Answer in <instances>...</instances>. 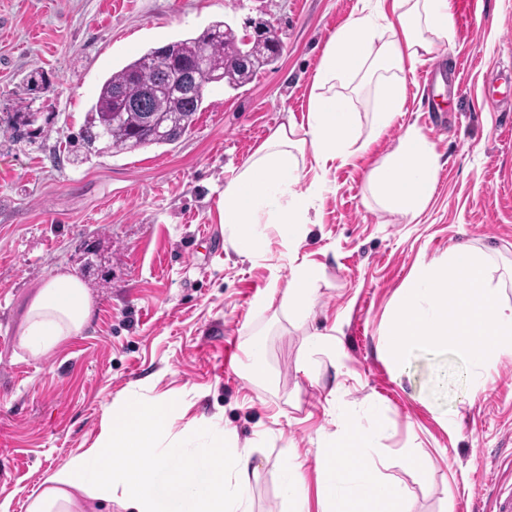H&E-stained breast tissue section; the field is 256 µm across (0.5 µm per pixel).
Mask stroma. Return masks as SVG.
<instances>
[{
	"mask_svg": "<svg viewBox=\"0 0 512 512\" xmlns=\"http://www.w3.org/2000/svg\"><path fill=\"white\" fill-rule=\"evenodd\" d=\"M358 0H0V504L28 494L94 447L106 408L130 395L166 397L179 436L212 421L260 453L252 512H287L278 477L289 449L316 448L343 418L387 431L373 454L407 492L410 512H497L512 494V355L471 378L425 352L394 370L380 350L390 309L415 272L468 245L491 255L493 285L512 300V112L488 86L512 67V0H478L454 15L452 47L406 76L396 123L349 163L307 161L318 223L297 252L269 235L263 256L224 239V183L272 131L304 123L325 44ZM279 21L280 59L237 91L208 86L191 132L131 153L69 155L102 83L137 54L199 35L212 22ZM44 80L30 90V72ZM30 119L31 138L16 127ZM440 156L435 190L412 221L368 187L407 128ZM323 271L313 316L279 303L292 266ZM76 276L90 325L34 360L14 341L33 288ZM336 356L307 355L314 333ZM267 344L269 377L246 374L245 345ZM429 457L421 475L398 465Z\"/></svg>",
	"mask_w": 512,
	"mask_h": 512,
	"instance_id": "1",
	"label": "stroma"
}]
</instances>
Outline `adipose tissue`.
<instances>
[{
    "mask_svg": "<svg viewBox=\"0 0 512 512\" xmlns=\"http://www.w3.org/2000/svg\"><path fill=\"white\" fill-rule=\"evenodd\" d=\"M359 0L350 20L327 41L313 81L307 123L276 128L224 185L219 212L224 236L238 257L253 259L274 230L288 251L304 242L318 191H297L305 163L320 169L347 162L390 129L404 109L405 71L435 48L452 44L455 20L448 0ZM371 77L376 107L361 126L345 90ZM440 168L433 144L418 129H407L370 176L376 203L414 218L429 201ZM322 269L293 266L282 297L284 308L311 317ZM92 305L83 283L67 273L47 279L33 294L17 331V346L38 359L80 334ZM167 398L129 396L112 403L97 443L71 456L28 497L27 512H97L108 502L121 512H251L250 465L256 449L212 426L196 433L200 448L169 437L176 416ZM380 426L364 428L346 420L333 438L315 450L320 512H409L404 490L386 480L371 461ZM281 490L289 512H308L304 459L288 451Z\"/></svg>",
    "mask_w": 512,
    "mask_h": 512,
    "instance_id": "adipose-tissue-1",
    "label": "adipose tissue"
}]
</instances>
